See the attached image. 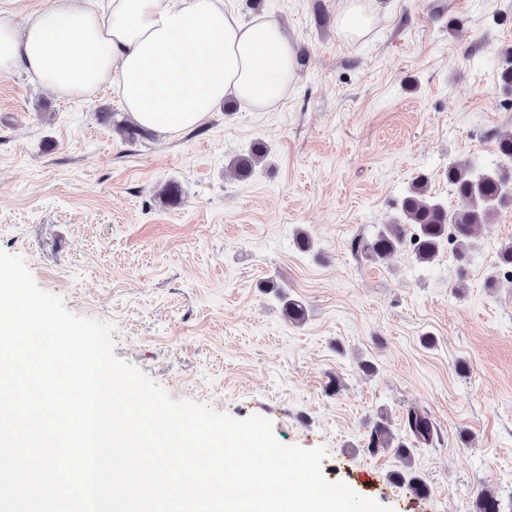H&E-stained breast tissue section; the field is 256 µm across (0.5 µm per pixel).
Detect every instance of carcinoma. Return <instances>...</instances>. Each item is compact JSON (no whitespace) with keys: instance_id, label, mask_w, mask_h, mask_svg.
Instances as JSON below:
<instances>
[{"instance_id":"1","label":"carcinoma","mask_w":512,"mask_h":512,"mask_svg":"<svg viewBox=\"0 0 512 512\" xmlns=\"http://www.w3.org/2000/svg\"><path fill=\"white\" fill-rule=\"evenodd\" d=\"M502 62L498 72L504 90L512 93V48L500 51ZM263 158V151L251 148L246 155L238 157L234 170L241 178L252 176ZM448 184L457 195L461 208L450 212L444 204L434 199L427 188V181L413 183L401 199L400 218L385 224L372 237H362L353 242L352 250L375 260H383L392 253L410 247L415 260L431 264L443 250L450 251L459 264L468 260L472 239L488 223L491 216L507 202L512 203V131H505L497 138V159L484 168L468 161H453L446 169ZM269 288L276 292L288 321L299 323L305 319L302 301L285 296L275 282ZM408 441L394 442V434L383 421L376 422L366 439V449L378 453L394 448L405 464V469L392 474V479L407 485L416 495L428 494L424 479L412 471L414 449L419 445H430L437 435L429 417L416 409L407 412L404 421ZM476 512H500L499 500L490 491L481 494L476 501Z\"/></svg>"}]
</instances>
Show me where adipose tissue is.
<instances>
[{
    "instance_id": "1",
    "label": "adipose tissue",
    "mask_w": 512,
    "mask_h": 512,
    "mask_svg": "<svg viewBox=\"0 0 512 512\" xmlns=\"http://www.w3.org/2000/svg\"><path fill=\"white\" fill-rule=\"evenodd\" d=\"M23 66L64 95L116 85L130 120L170 136L229 98L265 111L297 79L295 41L222 0H59L23 28L0 19V73Z\"/></svg>"
}]
</instances>
